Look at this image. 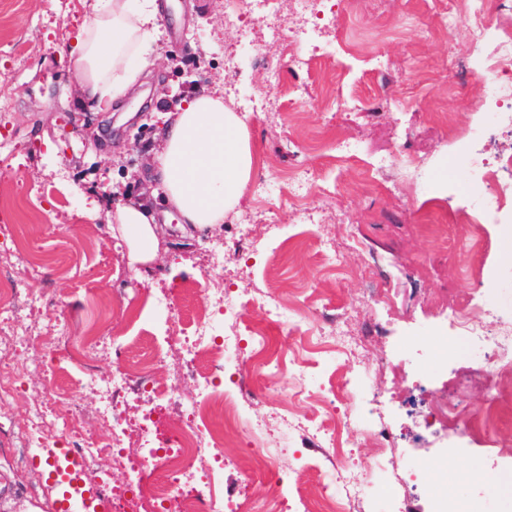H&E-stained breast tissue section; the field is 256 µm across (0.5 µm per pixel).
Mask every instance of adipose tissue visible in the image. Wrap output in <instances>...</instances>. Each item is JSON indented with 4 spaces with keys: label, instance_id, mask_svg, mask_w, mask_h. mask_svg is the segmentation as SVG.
Listing matches in <instances>:
<instances>
[{
    "label": "adipose tissue",
    "instance_id": "ef3b65f1",
    "mask_svg": "<svg viewBox=\"0 0 512 512\" xmlns=\"http://www.w3.org/2000/svg\"><path fill=\"white\" fill-rule=\"evenodd\" d=\"M157 22L155 0H107L70 51L84 103L105 110L127 94L140 74L134 61ZM257 163L243 116L205 90L170 113L153 169L167 203L194 229L223 223L240 205ZM112 221L128 244L130 265L153 264L162 233L156 212L140 202L123 204Z\"/></svg>",
    "mask_w": 512,
    "mask_h": 512
}]
</instances>
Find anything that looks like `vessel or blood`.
<instances>
[{"mask_svg":"<svg viewBox=\"0 0 512 512\" xmlns=\"http://www.w3.org/2000/svg\"><path fill=\"white\" fill-rule=\"evenodd\" d=\"M44 466L49 481L58 489V512H107L106 499L83 479L81 459L67 447L43 448L33 457Z\"/></svg>","mask_w":512,"mask_h":512,"instance_id":"obj_1","label":"vessel or blood"}]
</instances>
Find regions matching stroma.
I'll use <instances>...</instances> for the list:
<instances>
[{"instance_id":"obj_1","label":"stroma","mask_w":512,"mask_h":512,"mask_svg":"<svg viewBox=\"0 0 512 512\" xmlns=\"http://www.w3.org/2000/svg\"><path fill=\"white\" fill-rule=\"evenodd\" d=\"M158 31L140 76L117 113L82 104L79 75L69 55L98 0H0V255L20 277L26 302L4 313L15 336L10 350L26 365L16 388L0 396V512H55L58 492L28 458L34 449L67 443L35 413L47 384L68 388L76 418L90 440L112 439L100 419L112 407L129 427L145 413L172 422L185 418L195 381L178 363L154 360L155 350L180 346L207 313L216 337L265 328L282 369L258 373L261 390L243 409L261 435L259 447L235 438L223 449L224 487L244 490L254 512H271L269 474L283 477L288 512H314L336 469L320 447L334 418L357 417L344 448L349 474L361 484L344 512H390L385 476L375 461L408 474L402 512H430L433 472L420 461L447 453L452 497L470 512H512V494L463 482L480 465L512 475V401L484 433L449 437L422 416L441 401L472 413L485 389L471 358L426 367L423 337L435 328L456 347L448 326L449 299L492 307L496 291L512 289V261L503 257L512 224H468L456 215L445 181L465 183L448 168L452 149L438 116L453 131L476 121L484 95L477 75L446 74L449 56L474 64L479 50L465 30L438 32V0H319L338 11L348 43L388 57L390 69L342 54L319 57L293 71L262 26L246 14L229 19L228 0H156ZM224 95L228 110L253 101L246 123L258 164L240 206L221 224L184 237L180 216L148 172L160 150L164 114L202 89ZM420 165L416 182L400 167ZM306 172L328 194L289 198L282 181ZM153 204L163 225L160 257L150 270L130 268L127 245L108 222L120 204ZM38 271H30L32 250ZM281 303L269 323L258 294ZM53 323L62 344L100 336L99 363L86 377L64 355L29 348L26 337ZM148 374V387L109 403L106 384ZM361 379L352 391L342 381ZM381 393L395 433L394 449L380 447L375 421L363 418L366 398ZM140 446L122 444L94 458L112 485H125Z\"/></svg>"}]
</instances>
